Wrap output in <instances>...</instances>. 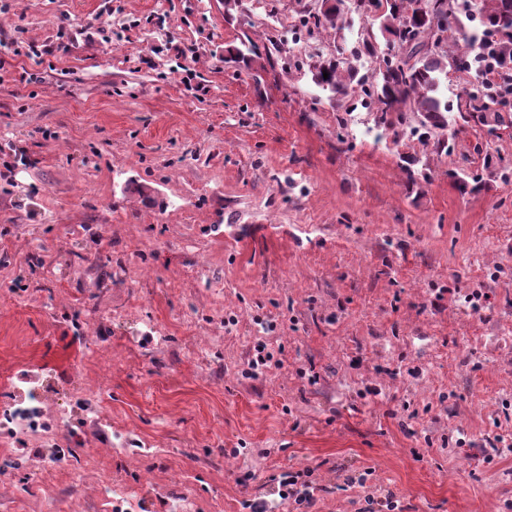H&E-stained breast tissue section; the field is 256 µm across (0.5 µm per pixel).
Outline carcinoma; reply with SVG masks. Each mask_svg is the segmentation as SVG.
Wrapping results in <instances>:
<instances>
[{
    "label": "carcinoma",
    "instance_id": "cac0c4a2",
    "mask_svg": "<svg viewBox=\"0 0 512 512\" xmlns=\"http://www.w3.org/2000/svg\"><path fill=\"white\" fill-rule=\"evenodd\" d=\"M326 9L303 10L301 26L307 32L340 34L350 24L347 13L363 19L356 42L370 60L371 75L359 70L336 45L331 53L316 48L294 65L307 66L313 83L334 105H359L375 113V125L385 129L411 127L421 145L437 156L452 151L448 138L474 123L493 135L512 113L492 88H465L456 95L455 112L441 81L455 72L471 73L479 66L475 55L485 43L495 47V64L512 70V32L500 30L512 20V0H325ZM328 77H323V72Z\"/></svg>",
    "mask_w": 512,
    "mask_h": 512
}]
</instances>
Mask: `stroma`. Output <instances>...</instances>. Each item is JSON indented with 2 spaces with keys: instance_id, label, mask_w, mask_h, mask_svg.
<instances>
[{
  "instance_id": "1",
  "label": "stroma",
  "mask_w": 512,
  "mask_h": 512,
  "mask_svg": "<svg viewBox=\"0 0 512 512\" xmlns=\"http://www.w3.org/2000/svg\"><path fill=\"white\" fill-rule=\"evenodd\" d=\"M299 9L242 0L230 23L224 0L0 13V37L54 49L42 82H0V408L36 369L68 418L63 447L131 512L180 497L284 512L275 477L306 467L314 512L389 492L405 512H512V450L495 443L512 436V178L463 192L450 176L482 173L477 144L512 166V125L467 128L454 154L427 157L430 180L410 179L415 137L332 109L288 65L302 46L275 48ZM62 27L79 33L64 51ZM245 34L252 62L229 61ZM260 344L278 363L245 378ZM20 454L31 465L10 470L0 512H115L0 430V457Z\"/></svg>"
}]
</instances>
